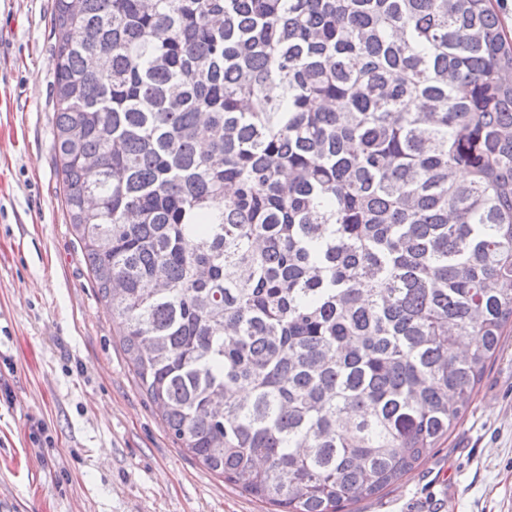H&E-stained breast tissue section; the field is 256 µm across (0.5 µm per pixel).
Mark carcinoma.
<instances>
[{
    "instance_id": "1",
    "label": "carcinoma",
    "mask_w": 512,
    "mask_h": 512,
    "mask_svg": "<svg viewBox=\"0 0 512 512\" xmlns=\"http://www.w3.org/2000/svg\"><path fill=\"white\" fill-rule=\"evenodd\" d=\"M53 20L65 209L174 440L274 512L382 494L512 332L492 0H54Z\"/></svg>"
}]
</instances>
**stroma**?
<instances>
[{
  "mask_svg": "<svg viewBox=\"0 0 512 512\" xmlns=\"http://www.w3.org/2000/svg\"><path fill=\"white\" fill-rule=\"evenodd\" d=\"M53 3L0 0V512H269L174 441L88 271L54 155ZM346 512H512V335L462 424Z\"/></svg>",
  "mask_w": 512,
  "mask_h": 512,
  "instance_id": "obj_1",
  "label": "stroma"
}]
</instances>
